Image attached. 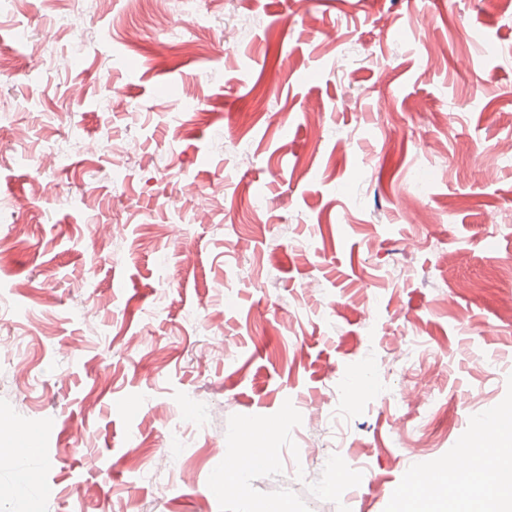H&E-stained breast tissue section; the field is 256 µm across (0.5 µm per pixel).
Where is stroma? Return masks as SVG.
Returning <instances> with one entry per match:
<instances>
[{
    "label": "stroma",
    "instance_id": "stroma-1",
    "mask_svg": "<svg viewBox=\"0 0 512 512\" xmlns=\"http://www.w3.org/2000/svg\"><path fill=\"white\" fill-rule=\"evenodd\" d=\"M203 6L234 30L223 55L166 49L153 0L0 17L40 61L70 49L62 10L88 43L37 82L0 49V337L22 341L0 351V429L43 441L0 472V512H392L413 467L512 404V8ZM116 89L141 111H103ZM185 95L199 110L172 119ZM48 142L70 168L39 164ZM251 428L269 461L213 492Z\"/></svg>",
    "mask_w": 512,
    "mask_h": 512
}]
</instances>
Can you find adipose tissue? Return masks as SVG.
I'll return each mask as SVG.
<instances>
[{
	"label": "adipose tissue",
	"instance_id": "obj_1",
	"mask_svg": "<svg viewBox=\"0 0 512 512\" xmlns=\"http://www.w3.org/2000/svg\"><path fill=\"white\" fill-rule=\"evenodd\" d=\"M493 414V421L463 441L475 466L443 473L433 490L398 493L397 512H512V408Z\"/></svg>",
	"mask_w": 512,
	"mask_h": 512
}]
</instances>
